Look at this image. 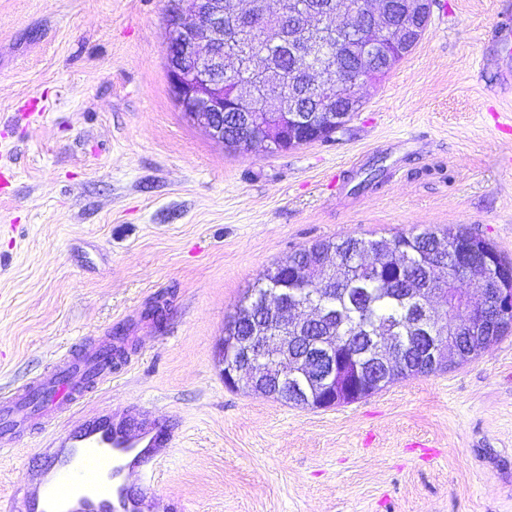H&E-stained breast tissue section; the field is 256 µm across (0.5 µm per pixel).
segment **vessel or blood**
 Returning a JSON list of instances; mask_svg holds the SVG:
<instances>
[{
  "label": "vessel or blood",
  "instance_id": "vessel-or-blood-1",
  "mask_svg": "<svg viewBox=\"0 0 512 512\" xmlns=\"http://www.w3.org/2000/svg\"><path fill=\"white\" fill-rule=\"evenodd\" d=\"M111 352L108 342L67 351L42 376L0 394V444L34 420L81 413L52 438L29 489L0 499V512H185L156 485L178 438L174 424L131 408L81 412L92 390L111 381Z\"/></svg>",
  "mask_w": 512,
  "mask_h": 512
}]
</instances>
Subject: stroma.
I'll use <instances>...</instances> for the list:
<instances>
[{
	"label": "stroma",
	"mask_w": 512,
	"mask_h": 512,
	"mask_svg": "<svg viewBox=\"0 0 512 512\" xmlns=\"http://www.w3.org/2000/svg\"><path fill=\"white\" fill-rule=\"evenodd\" d=\"M171 0H0V389L115 337L96 409L179 429L158 491L191 512H512V332L329 408L225 386L224 324L322 240L462 228L512 259L498 0H437L330 141L227 148L169 91ZM381 179L366 183L374 162ZM52 427L0 448V498Z\"/></svg>",
	"instance_id": "1"
}]
</instances>
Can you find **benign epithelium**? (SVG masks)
I'll list each match as a JSON object with an SVG mask.
<instances>
[{
    "label": "benign epithelium",
    "mask_w": 512,
    "mask_h": 512,
    "mask_svg": "<svg viewBox=\"0 0 512 512\" xmlns=\"http://www.w3.org/2000/svg\"><path fill=\"white\" fill-rule=\"evenodd\" d=\"M189 2L191 19H184L177 8L171 12L167 42L171 94L182 111L202 124L213 139L224 141L221 119L224 113L234 112L238 131L252 130L240 142L263 143L270 150L277 143L291 148L333 134L336 123L345 119L331 108L337 90L350 85L357 97L369 81L364 68L354 75L339 67L335 46L355 43L365 60L382 53L391 57L400 52L406 35L417 30L420 16L410 10L393 23L387 0H340L347 5L350 20L338 23L331 11L309 14L302 3H296L283 37L288 40V52L304 56L303 84L321 97L318 110L306 112L286 103V87L275 76L273 50L265 52L269 68L261 72L251 59L237 58L232 66H224V15L248 23L268 14L269 0H248L245 10L225 8L233 0ZM249 77L258 78L257 88L248 85L241 95L224 98V83L242 85ZM450 264L464 276L465 317L451 319L446 306L435 303L436 290H417L414 331L434 367L460 356L452 337L470 335L478 321L492 327L512 318V272L480 261L467 246L448 255L431 254V268L446 270ZM334 271L324 260L303 259L294 270L300 287L281 290L265 301L274 327H256L249 336L224 338L216 356L224 365L227 385L256 392L265 384L274 389L270 396L281 401L292 396L303 406L321 408L344 396L366 398L390 383L402 350L396 336L377 335L369 341L365 360L354 365L360 384L353 393L341 390L336 352L303 340V329L327 316V310L315 304L308 293Z\"/></svg>",
    "instance_id": "obj_1"
}]
</instances>
